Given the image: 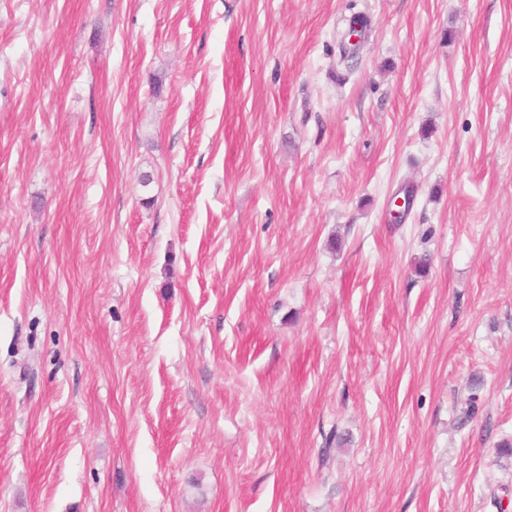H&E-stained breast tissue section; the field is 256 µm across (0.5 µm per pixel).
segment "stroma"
Listing matches in <instances>:
<instances>
[{"mask_svg":"<svg viewBox=\"0 0 512 512\" xmlns=\"http://www.w3.org/2000/svg\"><path fill=\"white\" fill-rule=\"evenodd\" d=\"M505 442L512 0H0V512H512Z\"/></svg>","mask_w":512,"mask_h":512,"instance_id":"35a3bbf8","label":"stroma"}]
</instances>
